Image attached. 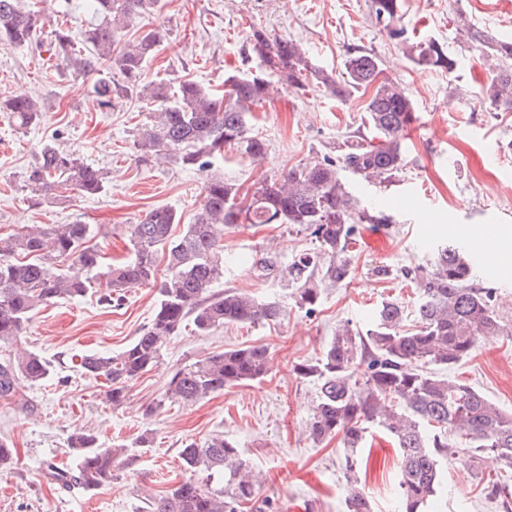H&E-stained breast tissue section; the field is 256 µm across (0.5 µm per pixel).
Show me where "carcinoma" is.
Here are the masks:
<instances>
[{
    "mask_svg": "<svg viewBox=\"0 0 512 512\" xmlns=\"http://www.w3.org/2000/svg\"><path fill=\"white\" fill-rule=\"evenodd\" d=\"M96 21L73 31L53 22L46 52L74 74L93 78L92 92L101 107L112 109L126 95L136 93L156 104L138 134L145 157L169 156L185 167L208 171L212 160L229 147L253 160L266 142L251 132L255 109L269 98L272 81L299 89L312 78L330 96L346 101L358 90H371L365 106L364 130H356L339 145L336 158L297 165L278 178H264L244 188L210 174L202 186L201 203L193 222L172 237L180 216L169 207L147 211L131 225L132 257L101 271L104 257L91 244L90 224H42L0 236V347L13 357L0 363V398L15 395V381L23 376L34 384L46 381L50 365L39 354L21 347L32 313L58 299L85 296L105 279L102 305L122 300L133 285L157 289L158 301L150 324L122 351L89 353L80 369L108 388L119 405L128 387L160 363L170 339L187 323L200 333L233 324L274 323L282 309L233 289L216 290L224 276L221 239L224 228L242 224H289L306 232L316 247L299 253L288 267L295 285L294 300L312 312L322 289L349 283L350 245L357 224H390L391 216L359 205L347 190L340 171L388 187L400 181L405 166V131L414 120V104L405 88L382 77L380 59L356 50L345 61V75L316 67L301 44L254 29L247 38L259 60L254 72L224 77V89L190 79L171 85L145 78V64L165 34L143 32L124 40L138 18L152 13L158 0H88ZM376 24L401 40L404 53L416 64L453 73L456 58L435 39L411 41L400 22L401 0H370ZM46 17L21 0H0V40L16 47L35 39ZM470 38L491 44L505 65L487 85L491 105L512 111V41L495 40L478 30ZM122 75L119 84L103 71ZM19 126L39 121L37 99L26 96L0 100ZM108 172L85 164L79 157L44 143L25 176L36 199L95 197L109 183ZM166 274L158 276L160 262ZM418 281L420 300L415 324L408 328L405 307L397 300L382 302L373 323L364 331L345 323L336 330L320 357L295 365L303 379L318 382L319 395L307 422L309 437L323 442L342 436L346 448L347 512H369L356 476L369 429L387 432L398 449L401 512H425L437 494L442 465L459 451L471 448L494 454L505 472L512 473V411L498 407L468 384L452 380L426 365L448 368L467 358L481 336H512V324L495 309L492 289L475 279L471 258L455 244L437 247L430 263L403 273ZM272 356L264 345L228 349L177 369L155 402H198L213 393L263 379ZM75 468L52 467L58 485H77L93 492L112 480L116 456L125 448H102L94 433L71 438ZM179 458L192 477L173 485L159 497L144 501L148 512H245L257 503V474L236 446L222 436L200 445L189 441ZM16 450L0 439V471L13 468ZM484 495L512 501V483L487 478Z\"/></svg>",
    "mask_w": 512,
    "mask_h": 512,
    "instance_id": "carcinoma-1",
    "label": "carcinoma"
}]
</instances>
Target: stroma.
<instances>
[{
  "label": "stroma",
  "instance_id": "obj_1",
  "mask_svg": "<svg viewBox=\"0 0 512 512\" xmlns=\"http://www.w3.org/2000/svg\"><path fill=\"white\" fill-rule=\"evenodd\" d=\"M400 24L414 39L434 38L460 61L453 74L412 62L398 40L369 14L367 0H162L157 12L130 27H162L167 36L145 70L149 77L179 83L191 79L216 86L225 73L252 70L246 38L251 30L293 39L318 66L342 73L349 51L371 50L381 60L384 78L406 88L416 119L406 132V170L384 188L352 174L344 179L361 206L391 215L385 228L357 227L351 255V280L323 289L314 312L296 305L287 270L302 250L312 248L306 233L285 224L241 225L224 232V277L219 289L233 288L277 302V324H236L202 335L182 328L163 351L158 367L142 375L120 405H112L101 382L82 374L79 362L91 352L116 353L150 323L157 293L145 286L128 289L121 306L98 305L95 292L61 300L33 314L23 344L49 361L42 384L21 379L16 395L0 399V438L13 442L18 465L0 473V512H139L144 496L158 495L189 476L179 458L188 441L204 443L221 435L232 441L262 477L257 497L273 502L274 512H346L340 439L315 443L306 420L318 386L300 378L296 364L316 358L339 325L365 329L382 301L395 299L413 309L416 283L403 270L430 262L433 246L452 240L481 249L478 269L494 288V305L512 322V273L478 237L481 225H499L512 234V112L491 108L484 89L500 65L491 50L472 42L467 30L478 27L496 39H512V0H401ZM49 33L18 48L0 41V98L26 94L38 99L40 121L28 127L0 112V234L31 224L93 225L94 244L104 256L130 257L128 231L146 211L168 206L177 211L181 234L201 202L204 172L170 158H143L138 129L152 109L139 96L117 107L99 108L91 81L49 65ZM367 98L347 102L329 97L320 85L302 89L274 86L256 110L253 133L267 150L254 161L235 151L217 158L213 170L252 186L299 163L335 156V145L362 124ZM106 169L111 182L94 198L48 199L31 205L25 173L41 144ZM378 266L392 269L378 279ZM267 346L272 370L263 380L224 389L193 404H151L166 388L174 369L227 349ZM512 410V336L479 338L471 356L447 372ZM94 429L103 448L127 447L117 457L110 482L93 492L63 491L47 476L53 463L73 464L72 435ZM147 436V447L137 440ZM500 462L490 454L460 452L443 469L446 490L429 512H502L499 501L482 494L476 473L496 475ZM399 481L397 458L387 436L374 433L367 472L361 478L372 512H394Z\"/></svg>",
  "mask_w": 512,
  "mask_h": 512
}]
</instances>
